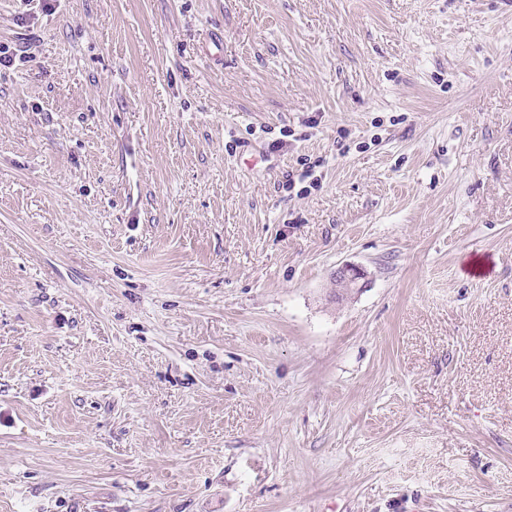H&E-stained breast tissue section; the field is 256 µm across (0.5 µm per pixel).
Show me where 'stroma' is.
<instances>
[{"label": "stroma", "mask_w": 512, "mask_h": 512, "mask_svg": "<svg viewBox=\"0 0 512 512\" xmlns=\"http://www.w3.org/2000/svg\"><path fill=\"white\" fill-rule=\"evenodd\" d=\"M0 44V512H512V0H0ZM334 280L337 284H343L350 288L351 292H359L366 287L367 272L361 266L355 264H344L336 268L334 272Z\"/></svg>", "instance_id": "35a3bbf8"}]
</instances>
